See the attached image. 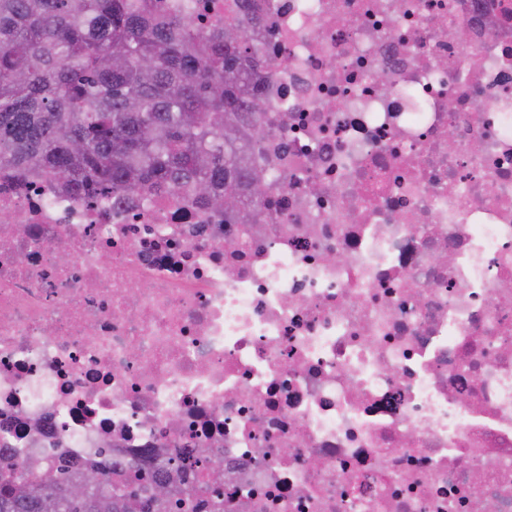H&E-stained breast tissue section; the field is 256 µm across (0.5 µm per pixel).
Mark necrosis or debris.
<instances>
[{
	"instance_id": "obj_1",
	"label": "necrosis or debris",
	"mask_w": 512,
	"mask_h": 512,
	"mask_svg": "<svg viewBox=\"0 0 512 512\" xmlns=\"http://www.w3.org/2000/svg\"><path fill=\"white\" fill-rule=\"evenodd\" d=\"M259 2L260 223L0 168V463L512 512V0Z\"/></svg>"
}]
</instances>
